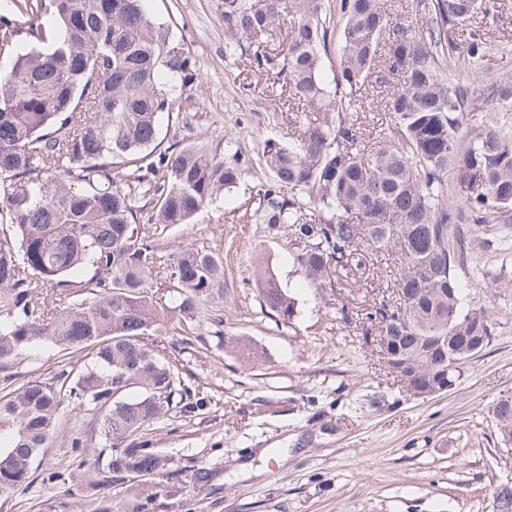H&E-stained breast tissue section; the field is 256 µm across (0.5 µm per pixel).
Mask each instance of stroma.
Segmentation results:
<instances>
[{"label": "stroma", "instance_id": "stroma-1", "mask_svg": "<svg viewBox=\"0 0 512 512\" xmlns=\"http://www.w3.org/2000/svg\"><path fill=\"white\" fill-rule=\"evenodd\" d=\"M475 21L494 44L490 72L512 74V0ZM156 19L175 24L197 60L191 88L195 134L238 142L247 158L271 136L287 138L291 110L273 111L279 88L248 60L224 50L223 0H148ZM268 171L221 192L178 241L231 246L221 335L211 325L181 354L183 378L209 403L170 411L147 429L170 469L191 466L201 478H160L152 512H494V492L512 483V454L497 436L491 406L512 395V251L474 246L462 276L470 295L498 320L490 345L468 359L459 384L427 398L406 395L387 372L359 322L337 319L354 301L365 307L394 288L397 255L385 257L354 288H304L288 254V235L266 238L252 221L254 193ZM265 260L297 302L290 325L262 313L255 277ZM83 354L45 348L26 362L27 379L51 382ZM64 423L42 450L27 486L0 499V512H97L124 500L129 483H108L85 496L103 442L96 413L65 408ZM86 441L75 450L72 438Z\"/></svg>", "mask_w": 512, "mask_h": 512}]
</instances>
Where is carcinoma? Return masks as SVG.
Masks as SVG:
<instances>
[{"label":"carcinoma","instance_id":"1","mask_svg":"<svg viewBox=\"0 0 512 512\" xmlns=\"http://www.w3.org/2000/svg\"><path fill=\"white\" fill-rule=\"evenodd\" d=\"M397 18L384 0H224L225 50L273 75L295 135L258 151L254 223L292 238L312 288L350 279L366 254L395 253V299L365 313L376 343L412 396L452 388L497 319L461 288L472 237L512 243V75L474 85L491 51L471 28L490 0H418ZM286 41L264 44L280 28ZM338 41L332 82L325 80ZM0 497L31 478L63 409L99 410L106 468L98 483L170 475L146 427L205 404L184 382L177 346L193 343L230 273L221 249L172 243L222 190L254 169L242 151L184 136L160 149L162 118L192 131L184 111L194 54L145 0H0ZM379 76L387 127L363 132L353 112ZM261 310L288 325L295 299L257 270ZM163 329L164 353L147 342ZM51 347L94 363L51 383L21 364ZM512 442V396L492 408ZM138 495L99 512H150Z\"/></svg>","mask_w":512,"mask_h":512}]
</instances>
